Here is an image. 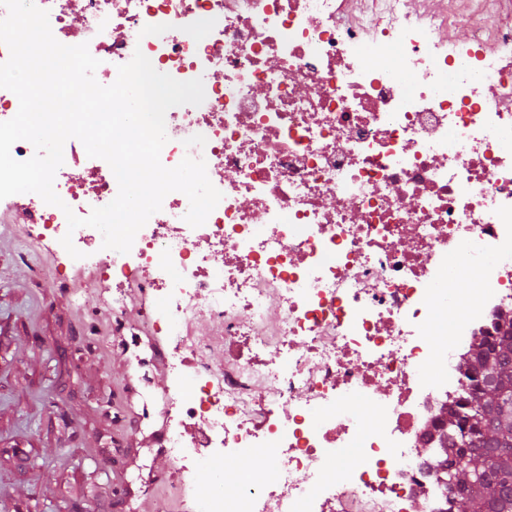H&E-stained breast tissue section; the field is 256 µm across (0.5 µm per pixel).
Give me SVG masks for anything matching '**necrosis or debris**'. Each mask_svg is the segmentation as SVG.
<instances>
[{"mask_svg":"<svg viewBox=\"0 0 512 512\" xmlns=\"http://www.w3.org/2000/svg\"><path fill=\"white\" fill-rule=\"evenodd\" d=\"M54 37L119 66L202 79L204 101L170 108L166 167L204 159L222 198L206 222L167 194L129 253L95 228L69 230L118 183L108 163L63 149L62 206L24 194L23 220L71 235L109 280L138 275L162 297L166 397L183 484L215 477L189 512H446L418 451L463 390L449 342L512 311V28L484 0L481 54L440 34L458 0H35ZM207 250H199V243ZM472 251L487 273L472 278ZM224 322L247 354L201 367L192 326ZM377 407L366 432L346 392ZM269 451L280 479H226L224 458ZM353 465H342L345 455Z\"/></svg>","mask_w":512,"mask_h":512,"instance_id":"1","label":"necrosis or debris"}]
</instances>
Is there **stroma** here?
<instances>
[{
    "mask_svg": "<svg viewBox=\"0 0 512 512\" xmlns=\"http://www.w3.org/2000/svg\"><path fill=\"white\" fill-rule=\"evenodd\" d=\"M19 208L0 203V512H187L204 485L183 488L166 416L142 411L144 393L176 390L166 327L149 323L155 291L130 280L111 317L113 283L69 269L58 243L18 222ZM193 334L203 363L231 368L223 324L203 320Z\"/></svg>",
    "mask_w": 512,
    "mask_h": 512,
    "instance_id": "obj_1",
    "label": "stroma"
}]
</instances>
